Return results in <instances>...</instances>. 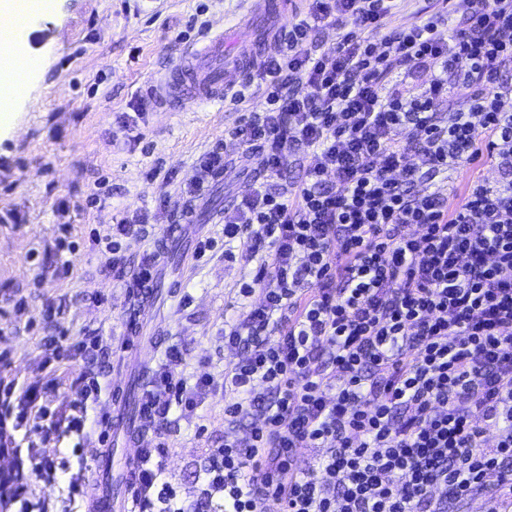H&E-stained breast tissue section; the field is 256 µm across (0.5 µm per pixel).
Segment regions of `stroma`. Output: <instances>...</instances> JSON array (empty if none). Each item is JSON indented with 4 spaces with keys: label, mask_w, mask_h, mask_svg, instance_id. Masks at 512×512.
Segmentation results:
<instances>
[{
    "label": "stroma",
    "mask_w": 512,
    "mask_h": 512,
    "mask_svg": "<svg viewBox=\"0 0 512 512\" xmlns=\"http://www.w3.org/2000/svg\"><path fill=\"white\" fill-rule=\"evenodd\" d=\"M250 0H55L52 13L33 24L30 41L41 63L16 79L13 129L0 130V353H8L9 378L19 385L58 383L42 397L49 410L63 408L73 379L95 372L106 390L92 405L93 422L82 446L73 439L50 442L56 479L35 469L38 456L21 449L11 465L25 475L23 496L41 512H85L69 499V478L81 473L95 493L97 460L112 456L113 473L125 472L135 451L126 438L100 443L96 421L143 393L169 347L183 352L179 374L189 384L210 385L194 414L172 409L162 431L168 440L166 472L184 512H213L200 490L210 449L246 434L245 425L224 423V324L237 318L250 265L243 244L225 257L224 211L249 191L255 162L225 132L242 115L264 108L261 93L244 103L198 104L183 112L139 108L146 88L182 53L202 46L211 29L226 32L225 60L252 38L239 20ZM222 148L227 173L207 178L200 194L183 192L199 176L197 162ZM145 213L140 237L121 238L122 271L104 267L96 235L106 233L119 209ZM77 224L75 276L61 282L38 274L53 266L55 229ZM179 226L186 249L178 266L159 238ZM216 240L198 256L200 238ZM157 252L150 288L154 304L141 309L133 278L147 253ZM60 306L58 323L44 321L46 304ZM83 337L88 361L46 364L43 339L58 327Z\"/></svg>",
    "instance_id": "stroma-1"
}]
</instances>
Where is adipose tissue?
<instances>
[{
  "label": "adipose tissue",
  "mask_w": 512,
  "mask_h": 512,
  "mask_svg": "<svg viewBox=\"0 0 512 512\" xmlns=\"http://www.w3.org/2000/svg\"><path fill=\"white\" fill-rule=\"evenodd\" d=\"M46 4L47 0H0V124L11 120L17 75L37 63L26 45V29L15 26L18 9L23 6L36 15L44 13Z\"/></svg>",
  "instance_id": "adipose-tissue-1"
}]
</instances>
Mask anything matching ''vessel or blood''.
<instances>
[{
	"label": "vessel or blood",
	"instance_id": "b4317fda",
	"mask_svg": "<svg viewBox=\"0 0 512 512\" xmlns=\"http://www.w3.org/2000/svg\"><path fill=\"white\" fill-rule=\"evenodd\" d=\"M290 12L289 0H262L260 10L249 11L245 24L257 35L236 54V67L224 64V32L215 30L201 48L188 51L172 62L148 94L163 111H181L203 102H220L233 91L242 73L263 58L272 47L278 21Z\"/></svg>",
	"mask_w": 512,
	"mask_h": 512
}]
</instances>
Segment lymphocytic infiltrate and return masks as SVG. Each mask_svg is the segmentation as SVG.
<instances>
[{
	"label": "lymphocytic infiltrate",
	"instance_id": "lymphocytic-infiltrate-1",
	"mask_svg": "<svg viewBox=\"0 0 512 512\" xmlns=\"http://www.w3.org/2000/svg\"><path fill=\"white\" fill-rule=\"evenodd\" d=\"M397 0H312L251 81L265 108L229 132L261 172L224 216V243L256 264L257 303L224 325V421L245 439L211 449L202 482L223 512H448L512 505V0H454L385 32ZM447 35H440V26ZM335 28L333 50L310 37ZM428 74L415 82L416 71ZM465 112L445 113L454 86ZM303 179L273 192L290 152ZM489 159L458 203L423 179ZM142 395L156 429L140 449L138 512H182L159 428L194 411L178 349ZM0 446L14 433L83 437L101 385L83 377L60 413L2 376ZM317 457L299 464L301 449Z\"/></svg>",
	"mask_w": 512,
	"mask_h": 512
}]
</instances>
